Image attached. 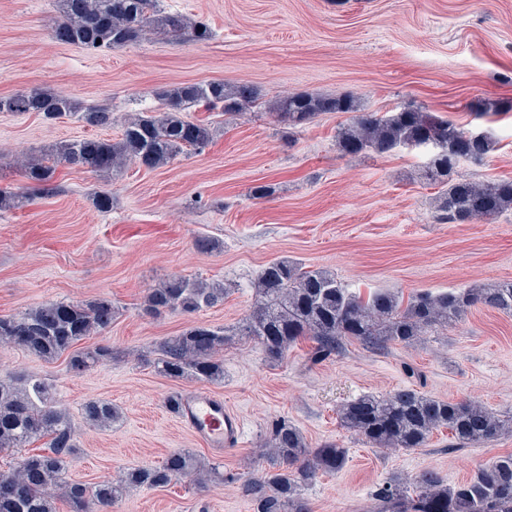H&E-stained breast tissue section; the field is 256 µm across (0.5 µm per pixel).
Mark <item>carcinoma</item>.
Instances as JSON below:
<instances>
[{
    "instance_id": "obj_1",
    "label": "carcinoma",
    "mask_w": 512,
    "mask_h": 512,
    "mask_svg": "<svg viewBox=\"0 0 512 512\" xmlns=\"http://www.w3.org/2000/svg\"><path fill=\"white\" fill-rule=\"evenodd\" d=\"M62 15L54 35L63 43L90 51L121 48L156 31L174 40L196 42L211 38L204 24H193L178 11H167L160 0H57ZM164 111L142 112L122 123L120 138H83L60 143L54 152L23 166L34 191L52 196L53 178L61 163L88 166L97 172L118 170L134 163L148 170L167 165L179 154H199L211 142L214 128L188 120L195 107L237 116L260 103L259 90L247 83L222 81L179 83L159 93ZM280 124L298 128L326 113H355L337 131L341 150L351 156L384 155L397 148L430 145L433 152L422 179L440 187L436 198L438 219L464 223L494 219L512 210V180L478 183L461 178V160L480 165L497 150L487 132L476 136L452 120L419 108L398 112H361L352 95L322 96L290 93L268 105ZM0 112H36L47 120L77 113L72 99L60 93L32 91L0 98ZM80 120L91 127L112 125V113L89 108ZM255 300L250 313L235 327V335L253 339L270 362L285 357L301 339L313 343L316 362L339 352L356 340L372 350L394 343L410 345L421 336L459 324L478 305L512 313V280L473 288L407 298L389 291L366 296L353 293L324 269H310L287 258L265 264L254 281ZM222 283L182 277L170 278L149 291L144 312L166 311L192 315L224 301ZM115 308L107 300L53 301L8 318H0V346H18L43 359L71 354L70 368L86 370L114 358L112 349L98 347L72 351L85 337L108 328ZM230 340L226 331L206 324L193 325L157 346L154 365L159 374L212 384L224 382L221 353ZM85 419L104 427L119 418L111 403L91 400L83 407ZM342 428L372 448L414 450L424 448L432 433L445 428L459 448L487 447L512 431V418L504 419L472 400L448 401L411 387L385 395L364 394L341 405ZM44 441L39 452L0 469V512H58L63 499L70 512H108L138 486L164 487L172 480L195 475L200 485L224 478L216 467L201 463L183 450L168 455L158 467H134L117 481L87 485L66 480L69 459L76 445L69 416L53 405L52 387L26 377L0 379V453ZM259 456L271 470L240 484L242 496L254 512H311L301 488L318 475L342 470L348 449L334 443L312 448L301 431L287 420L273 424ZM379 512H512V453L481 465L470 479L448 485L436 471H424L406 485L392 480L376 494Z\"/></svg>"
}]
</instances>
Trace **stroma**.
Masks as SVG:
<instances>
[{
	"instance_id": "35a3bbf8",
	"label": "stroma",
	"mask_w": 512,
	"mask_h": 512,
	"mask_svg": "<svg viewBox=\"0 0 512 512\" xmlns=\"http://www.w3.org/2000/svg\"><path fill=\"white\" fill-rule=\"evenodd\" d=\"M166 9L210 27L206 42L150 37L94 53L54 36L56 0H0V97L34 89L64 93L79 106L108 108L114 122L91 127L78 117L0 112V188L21 193L0 211V318L51 301L106 299L111 326L80 341L108 346L118 359L83 372L68 356L44 360L0 346V377L23 372L46 379L73 424L77 446L67 477L93 484L129 468L159 465L189 450L224 467L207 486L183 476L168 486L138 488L116 512H253L239 485L266 466L256 451L280 419L311 446L349 451L346 466L319 475L303 495L312 512H370L379 487L426 470L454 485L494 457L512 453V432L483 448L455 449L447 431L411 451L370 447L343 429L337 410L364 394L409 386L445 400L473 399L512 416V313L473 307L444 334L384 351L356 341L312 362L299 341L279 363L258 343L224 347V381L212 393L241 415L244 443L220 455L203 446L166 407L169 396L199 389L194 380L158 374L153 350L164 338L204 323L233 328L254 301L263 265L285 257L332 271L361 294L382 289L408 296L512 280V211L493 220L448 224L436 217L437 187L420 181L426 146L377 156L342 154L336 143L348 115L328 113L291 129L266 110L212 124V142L148 170L114 173L58 165L55 195H37L20 163L61 142L115 140L124 118L157 111L159 90L183 82L248 83L268 100L288 93L351 94L364 111L414 106L487 131L498 148L458 170L475 181L512 180V0H162ZM265 185L272 193L253 195ZM112 196L109 210L95 205ZM212 251H197L198 237ZM172 277L220 282L223 302L192 315L142 312L150 288ZM112 403L108 428L85 422L90 400Z\"/></svg>"
}]
</instances>
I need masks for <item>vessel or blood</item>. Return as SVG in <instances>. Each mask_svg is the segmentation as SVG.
<instances>
[{
    "label": "vessel or blood",
    "mask_w": 512,
    "mask_h": 512,
    "mask_svg": "<svg viewBox=\"0 0 512 512\" xmlns=\"http://www.w3.org/2000/svg\"><path fill=\"white\" fill-rule=\"evenodd\" d=\"M179 418L192 434L216 453L240 447L244 422L224 400L206 390H195L180 398Z\"/></svg>",
    "instance_id": "vessel-or-blood-1"
}]
</instances>
